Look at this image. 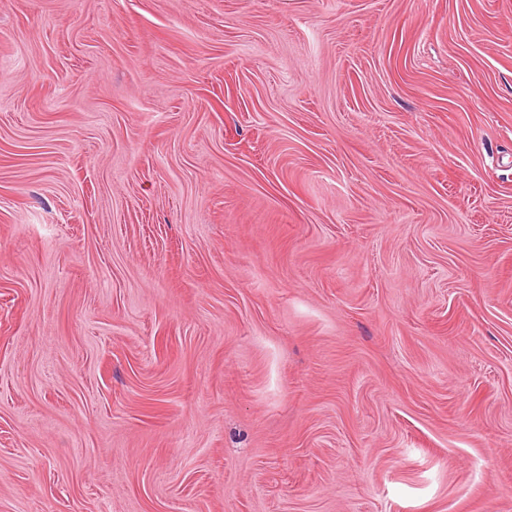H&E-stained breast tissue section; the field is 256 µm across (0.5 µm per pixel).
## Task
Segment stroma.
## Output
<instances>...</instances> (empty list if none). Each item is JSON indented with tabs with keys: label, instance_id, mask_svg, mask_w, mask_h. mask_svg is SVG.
<instances>
[{
	"label": "stroma",
	"instance_id": "35a3bbf8",
	"mask_svg": "<svg viewBox=\"0 0 512 512\" xmlns=\"http://www.w3.org/2000/svg\"><path fill=\"white\" fill-rule=\"evenodd\" d=\"M0 512H512V0H0Z\"/></svg>",
	"mask_w": 512,
	"mask_h": 512
}]
</instances>
